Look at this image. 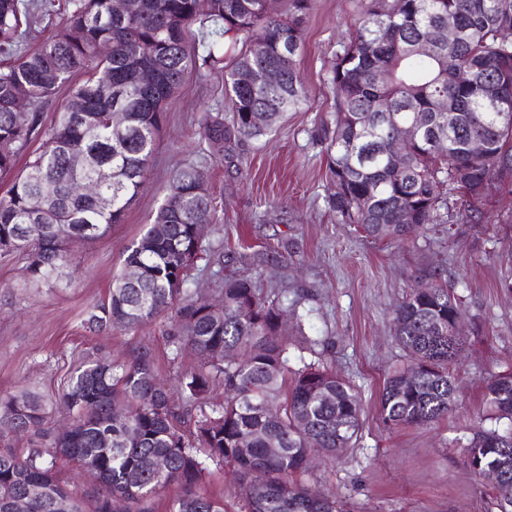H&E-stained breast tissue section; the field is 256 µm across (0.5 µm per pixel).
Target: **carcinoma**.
Here are the masks:
<instances>
[{
  "instance_id": "1",
  "label": "carcinoma",
  "mask_w": 512,
  "mask_h": 512,
  "mask_svg": "<svg viewBox=\"0 0 512 512\" xmlns=\"http://www.w3.org/2000/svg\"><path fill=\"white\" fill-rule=\"evenodd\" d=\"M313 0H287L271 14L264 0H67L64 21L31 50L25 42L50 0H0V173L17 166L39 125V105L61 89L83 100L82 112L61 110L41 132L42 146L0 198V241L20 229L26 239L2 255L26 256L25 275L57 278L73 240L96 241L126 210L145 183L169 101L184 74L202 63H223L226 36L242 35L250 48L224 71L231 120L206 114L198 135L212 154L231 156L242 141L270 131L306 97L296 67L303 23ZM453 21L459 39L442 44L439 29ZM198 27L205 55L188 47ZM423 42L432 54L419 53ZM112 44L102 57L98 48ZM270 66L286 78L257 83ZM469 79L461 82L455 69ZM52 70V82L42 74ZM86 79L73 85V78ZM334 121L320 126L332 189L331 204L344 224L374 239L404 241L429 224L479 221L482 191L493 182L512 186V0H363L352 36L331 70ZM500 94L487 107L485 85ZM389 111L374 109L376 99ZM26 102L28 108L19 107ZM120 112L124 123H110ZM415 127L400 159L389 151L397 126ZM479 136L486 149L470 157L465 142ZM98 196L77 192L96 179ZM198 171L183 167L165 186L163 203L147 231L127 248L135 285L118 276L86 322L98 331L137 329L161 315L170 323L174 357L183 349L200 359L178 376L176 388L160 385L154 357L129 363L88 360L70 372L63 405L73 430L49 432V408L20 390L0 398V434L33 433L44 443L23 457L0 451V512H156L169 486L179 494L164 512H225L224 499L205 489L214 468L239 481L246 512H342L336 497L313 493L301 480L315 455L336 458L352 447L360 428L354 387L320 361L290 367V344L281 338L280 299L261 296L247 278L227 276L217 295L190 291L198 261L218 251L195 240L194 225L212 223L216 204ZM462 316L458 299L441 285L411 290L394 316L395 336L409 364L390 375L379 411L384 426H427L457 406L448 366L461 360L465 341L452 332ZM224 386V401L210 394ZM484 401L496 419L512 421V372L485 386ZM479 478L498 493L500 512H512V431H476L464 448ZM99 471L105 493L81 494L61 485L57 460ZM161 459L165 469L154 462ZM259 471L263 481L252 474Z\"/></svg>"
}]
</instances>
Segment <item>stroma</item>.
Returning <instances> with one entry per match:
<instances>
[{"mask_svg": "<svg viewBox=\"0 0 512 512\" xmlns=\"http://www.w3.org/2000/svg\"><path fill=\"white\" fill-rule=\"evenodd\" d=\"M359 9L360 0H314L296 61L308 98L271 132L234 156L214 158L197 129L204 113L228 117L224 76L192 70L168 106L148 178L123 223L95 243H72L63 275L49 283L28 281L21 256L0 257V398L34 390L52 405L55 427L68 419L59 394L81 357L124 363L147 347L171 386L197 366L191 350L173 358L166 318L101 335L84 326L161 205L164 183L190 165L205 174L218 204L204 240L223 245L219 261L197 265L193 282L214 288L236 273L251 277L262 295L293 305L289 341L314 347L358 393L362 425L353 446L310 468L303 482L348 512H499L496 491L471 475L464 448L476 427L512 430L483 403L487 379L512 370V193L486 205L481 223L433 224L401 245L340 222L314 131L334 118L330 69ZM424 284L446 285L462 305L466 347L449 368L458 403L439 423L389 431L379 417L380 393L407 363L393 335V310Z\"/></svg>", "mask_w": 512, "mask_h": 512, "instance_id": "stroma-1", "label": "stroma"}]
</instances>
